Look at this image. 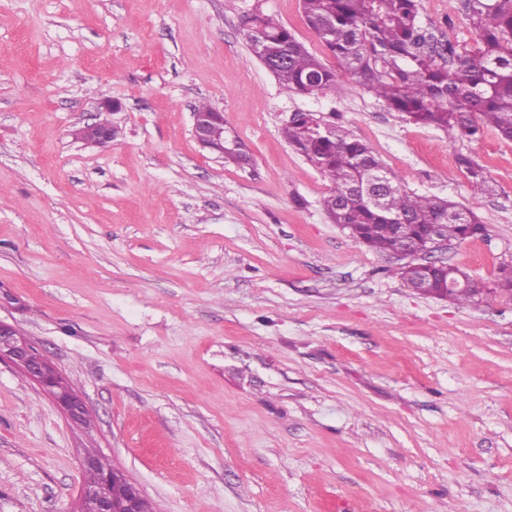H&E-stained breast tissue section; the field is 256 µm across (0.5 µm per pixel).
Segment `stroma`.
<instances>
[{
    "mask_svg": "<svg viewBox=\"0 0 512 512\" xmlns=\"http://www.w3.org/2000/svg\"><path fill=\"white\" fill-rule=\"evenodd\" d=\"M258 11L332 64L300 0H0V321L88 418L0 361V512H79L89 450L153 512H512V299L406 288L281 128L337 115L405 189L472 209L486 235L440 258L489 287L512 261V141L409 123L353 77L283 90L247 44ZM420 13L471 41L461 0ZM202 100L250 165L198 146ZM102 119L111 142L75 138ZM457 163L461 169H464L469 174L474 194L479 195L489 191L488 177L471 156L461 153L457 156Z\"/></svg>",
    "mask_w": 512,
    "mask_h": 512,
    "instance_id": "1",
    "label": "stroma"
}]
</instances>
